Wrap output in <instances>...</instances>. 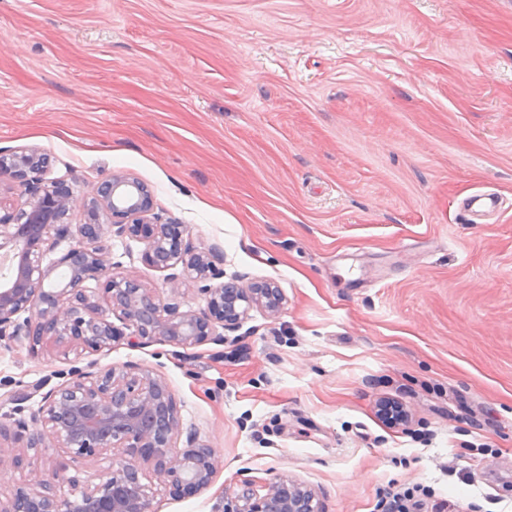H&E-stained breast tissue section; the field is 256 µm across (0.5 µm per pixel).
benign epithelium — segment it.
<instances>
[{
    "label": "benign epithelium",
    "instance_id": "7a95c632",
    "mask_svg": "<svg viewBox=\"0 0 512 512\" xmlns=\"http://www.w3.org/2000/svg\"><path fill=\"white\" fill-rule=\"evenodd\" d=\"M49 159L35 147L0 151L3 176L24 190L25 202L15 206L0 196V261L17 263L13 279L0 284V342L25 340L32 350L50 347L67 356L81 349L99 352L112 342L132 347L160 342L183 349L224 344L223 331H234L253 308L275 315L285 296L272 281L243 287L222 281L210 253L196 249L186 227L154 211L150 189L136 178L116 173L96 190L79 198L63 179H48ZM80 209L88 221L70 224ZM145 245L143 260L168 272L172 293L191 280L205 300L198 310H181L171 297L160 300L149 288L125 273L113 272L106 246L112 236ZM68 248L48 264L44 258L63 242ZM71 270L60 285L56 269ZM93 280L98 292L82 284ZM117 322H112V319ZM33 443L60 448L69 463L48 474L33 462L29 483L19 486L10 505L0 512H154L151 496L139 481L143 466L176 498H192L206 490L218 467L214 449L187 436L176 446L179 417L176 402L163 378L133 362L87 370L50 388L35 416ZM117 448L112 468L98 482L80 484L69 478L73 498L50 493L52 479L69 466ZM222 512H320L314 491L293 480L272 483L257 496L248 489L226 494Z\"/></svg>",
    "mask_w": 512,
    "mask_h": 512
}]
</instances>
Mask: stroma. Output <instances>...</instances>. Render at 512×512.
Returning <instances> with one entry per match:
<instances>
[{"label": "stroma", "mask_w": 512, "mask_h": 512, "mask_svg": "<svg viewBox=\"0 0 512 512\" xmlns=\"http://www.w3.org/2000/svg\"><path fill=\"white\" fill-rule=\"evenodd\" d=\"M24 146L84 198L132 175L225 279L285 302L220 347H0L17 454L58 459L13 425L36 381L133 361L221 460L188 499L143 469L155 512L280 477L322 512L389 486L512 512V0H0V149ZM108 247L168 296L142 243Z\"/></svg>", "instance_id": "35a3bbf8"}]
</instances>
